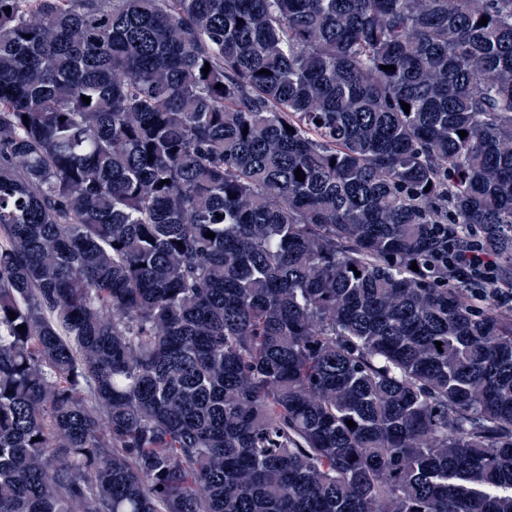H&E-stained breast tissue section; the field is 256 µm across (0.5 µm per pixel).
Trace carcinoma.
<instances>
[{
    "instance_id": "obj_1",
    "label": "carcinoma",
    "mask_w": 512,
    "mask_h": 512,
    "mask_svg": "<svg viewBox=\"0 0 512 512\" xmlns=\"http://www.w3.org/2000/svg\"><path fill=\"white\" fill-rule=\"evenodd\" d=\"M462 243L512 0H0V512H512Z\"/></svg>"
}]
</instances>
